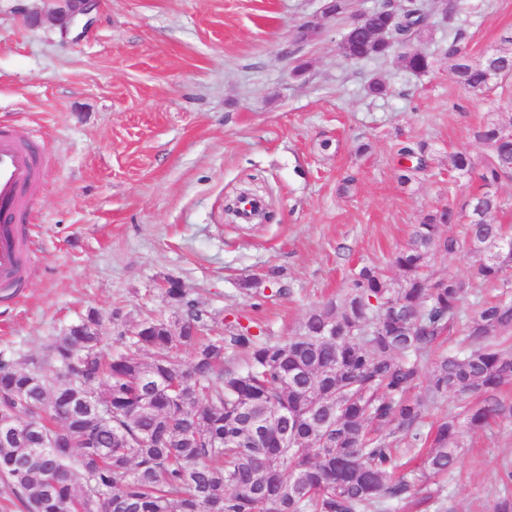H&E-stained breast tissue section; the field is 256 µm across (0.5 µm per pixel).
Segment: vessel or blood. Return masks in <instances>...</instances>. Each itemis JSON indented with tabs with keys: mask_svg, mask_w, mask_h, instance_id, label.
Listing matches in <instances>:
<instances>
[{
	"mask_svg": "<svg viewBox=\"0 0 512 512\" xmlns=\"http://www.w3.org/2000/svg\"><path fill=\"white\" fill-rule=\"evenodd\" d=\"M40 175L29 136L11 128L0 129V288L14 286L24 274L31 240L23 226Z\"/></svg>",
	"mask_w": 512,
	"mask_h": 512,
	"instance_id": "obj_1",
	"label": "vessel or blood"
}]
</instances>
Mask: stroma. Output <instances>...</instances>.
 <instances>
[{
	"mask_svg": "<svg viewBox=\"0 0 512 512\" xmlns=\"http://www.w3.org/2000/svg\"><path fill=\"white\" fill-rule=\"evenodd\" d=\"M422 2L431 30L414 47L435 67L416 75L394 57L347 62L342 19L289 55L325 0H98L66 33L45 18L50 0H0V127L35 131L44 158L27 278L0 300V357L32 365L91 308L111 335L171 317V279L208 312L210 335L238 323L283 338L353 270L397 278L390 258L425 214L478 191L449 154L483 160L473 128L512 118V81L485 95L457 85L451 25ZM453 26L481 61L512 34V0H464ZM417 141L429 166L401 182L399 150ZM245 189L265 223L225 215ZM465 443L448 475L423 477L422 501L390 512H486L512 467V417Z\"/></svg>",
	"mask_w": 512,
	"mask_h": 512,
	"instance_id": "1",
	"label": "stroma"
}]
</instances>
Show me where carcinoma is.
<instances>
[{
  "label": "carcinoma",
  "instance_id": "carcinoma-1",
  "mask_svg": "<svg viewBox=\"0 0 512 512\" xmlns=\"http://www.w3.org/2000/svg\"><path fill=\"white\" fill-rule=\"evenodd\" d=\"M366 25L381 38L349 39L350 61H384L400 47L407 70L433 69L431 56L411 49L429 27L420 0H384ZM459 39L446 54L465 92H485L491 73L512 77L511 50L474 64ZM473 137L489 150L481 180H512V118L481 124ZM448 163L460 175L474 168L465 150ZM501 208L494 194L473 196L462 238L442 230L457 221L453 209L427 213L391 259L398 279L361 267L286 338L231 325L204 339L206 312L175 280L166 289L174 315L118 332L108 351L103 316L89 309L52 341L40 369L0 359V416L32 427L20 438L0 433V475L28 512H389L417 492L418 478L400 472V445L429 444L422 468L442 475L463 431L512 414L498 397L512 379V296L465 312L474 283L508 286L512 228L495 222ZM460 254L471 259L466 275L431 280L436 256ZM462 321L461 347L432 357ZM186 347L189 363L179 356ZM226 348L246 355L245 371L224 368ZM469 396L479 403L424 429L429 404ZM245 410L282 419L257 444Z\"/></svg>",
  "mask_w": 512,
  "mask_h": 512
}]
</instances>
